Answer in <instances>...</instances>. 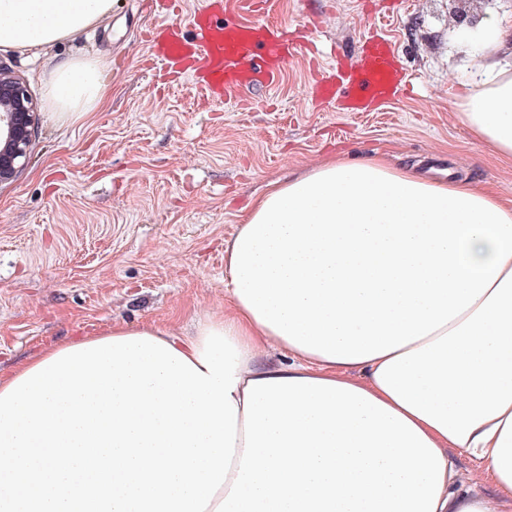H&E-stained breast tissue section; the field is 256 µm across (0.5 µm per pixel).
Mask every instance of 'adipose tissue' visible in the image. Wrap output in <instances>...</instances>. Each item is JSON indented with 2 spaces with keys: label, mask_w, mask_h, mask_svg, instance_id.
Listing matches in <instances>:
<instances>
[{
  "label": "adipose tissue",
  "mask_w": 512,
  "mask_h": 512,
  "mask_svg": "<svg viewBox=\"0 0 512 512\" xmlns=\"http://www.w3.org/2000/svg\"><path fill=\"white\" fill-rule=\"evenodd\" d=\"M114 3L0 0V48L47 49ZM482 34L452 104L511 158L512 18ZM107 69L56 62L53 119L98 111ZM224 270L228 304L191 335L102 332L151 335L195 364L212 330L241 350L235 454L206 512H512V197L383 155L335 157L267 184L225 242ZM460 456L474 465L467 489Z\"/></svg>",
  "instance_id": "adipose-tissue-1"
}]
</instances>
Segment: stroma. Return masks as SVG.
Masks as SVG:
<instances>
[{
    "label": "stroma",
    "mask_w": 512,
    "mask_h": 512,
    "mask_svg": "<svg viewBox=\"0 0 512 512\" xmlns=\"http://www.w3.org/2000/svg\"><path fill=\"white\" fill-rule=\"evenodd\" d=\"M449 0H248L238 20L301 32L313 51L280 84L239 108L169 78L141 38L148 0H115L111 17L44 50H0L38 112L26 165L0 183V374L44 346L123 323L189 329L224 304V243L264 185L342 155L512 196V160L474 138L453 111L472 67L449 33ZM384 33L409 86L375 112L315 96L323 72ZM107 55L106 106L60 125L44 102L47 71Z\"/></svg>",
    "instance_id": "obj_1"
}]
</instances>
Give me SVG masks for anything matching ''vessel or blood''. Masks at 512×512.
I'll list each match as a JSON object with an SVG mask.
<instances>
[{"instance_id": "vessel-or-blood-1", "label": "vessel or blood", "mask_w": 512, "mask_h": 512, "mask_svg": "<svg viewBox=\"0 0 512 512\" xmlns=\"http://www.w3.org/2000/svg\"><path fill=\"white\" fill-rule=\"evenodd\" d=\"M156 28L165 38L152 45L153 53L177 67L179 75H190L211 93L238 104L257 85L273 84L289 62L308 51L279 28L215 22L201 6L177 21L160 19ZM400 80L388 43L382 39L343 77L341 93L351 111L357 112L365 102L390 99Z\"/></svg>"}]
</instances>
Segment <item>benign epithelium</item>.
Segmentation results:
<instances>
[{
  "instance_id": "1",
  "label": "benign epithelium",
  "mask_w": 512,
  "mask_h": 512,
  "mask_svg": "<svg viewBox=\"0 0 512 512\" xmlns=\"http://www.w3.org/2000/svg\"><path fill=\"white\" fill-rule=\"evenodd\" d=\"M457 18L452 36L476 31V18L467 4L473 0H449ZM37 119L32 100L17 79L0 72V183L10 180L28 156L31 128Z\"/></svg>"
}]
</instances>
